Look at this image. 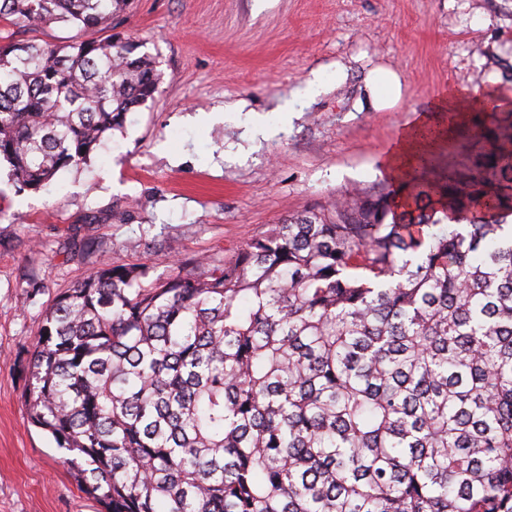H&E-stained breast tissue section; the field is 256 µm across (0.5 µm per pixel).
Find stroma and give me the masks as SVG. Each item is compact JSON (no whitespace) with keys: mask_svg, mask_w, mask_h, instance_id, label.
I'll list each match as a JSON object with an SVG mask.
<instances>
[{"mask_svg":"<svg viewBox=\"0 0 512 512\" xmlns=\"http://www.w3.org/2000/svg\"><path fill=\"white\" fill-rule=\"evenodd\" d=\"M118 30L163 74L81 166L18 192L0 164V512H100L22 394L46 312L109 259L150 280L232 259L288 213L385 184L425 118L428 153L463 142L455 102L512 110V0H132ZM402 96L377 110L376 68ZM423 124L425 123L418 121L416 124L404 130L399 135L392 153L388 156L386 162L383 165L381 173L386 178L389 179L396 175L394 167L397 162L402 160L405 161L406 163H412L414 159L419 155V153L416 151L418 141L413 140L410 134L415 129L413 132L415 138H417L418 140L428 139L430 132H432V130L429 127L418 128L423 126Z\"/></svg>","mask_w":512,"mask_h":512,"instance_id":"stroma-1","label":"stroma"}]
</instances>
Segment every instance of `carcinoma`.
<instances>
[{
  "label": "carcinoma",
  "instance_id": "obj_1",
  "mask_svg": "<svg viewBox=\"0 0 512 512\" xmlns=\"http://www.w3.org/2000/svg\"><path fill=\"white\" fill-rule=\"evenodd\" d=\"M126 0H0V158L38 192L155 99ZM475 152L286 216L149 282L106 260L46 314L23 393L104 512H512V112ZM16 39L36 40L40 43L60 44L76 35V30L59 23L39 24L31 29L14 28Z\"/></svg>",
  "mask_w": 512,
  "mask_h": 512
}]
</instances>
